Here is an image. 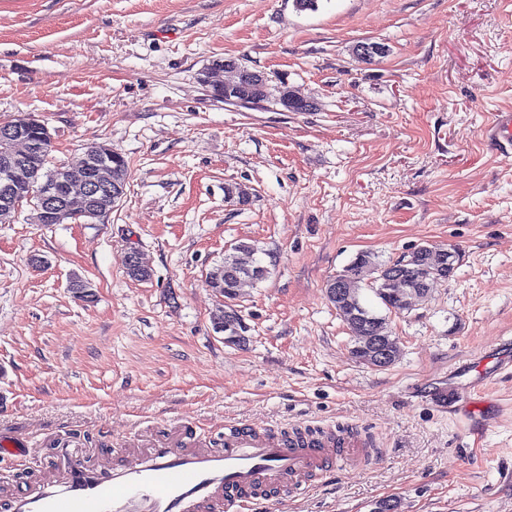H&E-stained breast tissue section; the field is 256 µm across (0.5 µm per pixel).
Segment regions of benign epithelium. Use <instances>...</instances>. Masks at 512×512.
<instances>
[{
	"label": "benign epithelium",
	"instance_id": "obj_1",
	"mask_svg": "<svg viewBox=\"0 0 512 512\" xmlns=\"http://www.w3.org/2000/svg\"><path fill=\"white\" fill-rule=\"evenodd\" d=\"M211 73H222L221 79H207V84L223 94V100L230 104L249 105L259 102L258 94L266 77L258 72L241 69L232 62L225 66L211 68ZM51 136L49 128L34 115L20 117L12 127L4 131L0 138V214L9 215L20 210V185H39L36 166L32 159L36 152V139L47 140ZM117 159L112 146L98 145L97 151L89 159L84 171H72L59 165L60 186H42L39 199L37 223L52 221L62 224H85L95 219H103L110 213L121 198V187L106 172ZM410 260L420 264L432 276V281L448 279L455 269L457 252L444 246L418 245L405 252ZM381 275L380 268L368 261H361L347 275L330 282L329 291L336 299V305L351 311L358 308L353 299V287L357 280L369 277L374 280ZM428 286L401 289L391 292L404 303V308L412 307L417 301L426 298ZM240 318L228 312L224 316V342L239 340L242 330L238 328ZM361 361L375 368H385L394 361L397 342L380 336L364 337V345L359 348Z\"/></svg>",
	"mask_w": 512,
	"mask_h": 512
}]
</instances>
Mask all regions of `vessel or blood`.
I'll list each match as a JSON object with an SVG mask.
<instances>
[{
	"label": "vessel or blood",
	"mask_w": 512,
	"mask_h": 512,
	"mask_svg": "<svg viewBox=\"0 0 512 512\" xmlns=\"http://www.w3.org/2000/svg\"><path fill=\"white\" fill-rule=\"evenodd\" d=\"M485 134L500 156L512 157V113L496 114ZM364 460L361 442L342 435L298 439L229 422L217 450L184 435L126 454L120 465L109 456L93 466L71 458L56 477L32 483L0 512H233L270 489L291 498L337 466Z\"/></svg>",
	"instance_id": "1"
}]
</instances>
